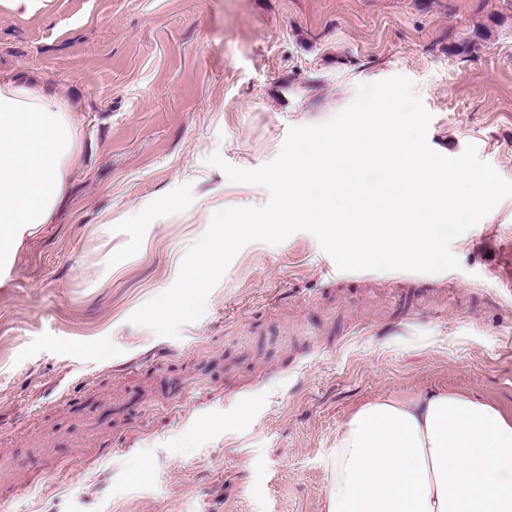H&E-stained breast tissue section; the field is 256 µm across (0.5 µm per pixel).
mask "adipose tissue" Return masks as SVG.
<instances>
[{"label": "adipose tissue", "instance_id": "1", "mask_svg": "<svg viewBox=\"0 0 512 512\" xmlns=\"http://www.w3.org/2000/svg\"><path fill=\"white\" fill-rule=\"evenodd\" d=\"M77 145L62 98L0 72V275L53 222ZM329 461L325 512H512V419L454 393L366 403Z\"/></svg>", "mask_w": 512, "mask_h": 512}]
</instances>
